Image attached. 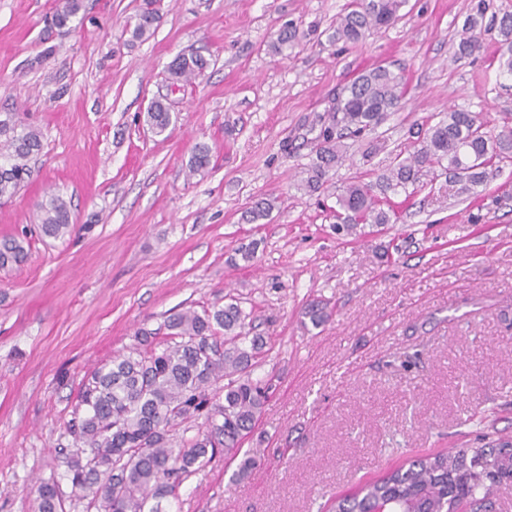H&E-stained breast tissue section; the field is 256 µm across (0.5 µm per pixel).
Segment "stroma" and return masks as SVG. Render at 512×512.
I'll use <instances>...</instances> for the list:
<instances>
[{
    "instance_id": "stroma-1",
    "label": "stroma",
    "mask_w": 512,
    "mask_h": 512,
    "mask_svg": "<svg viewBox=\"0 0 512 512\" xmlns=\"http://www.w3.org/2000/svg\"><path fill=\"white\" fill-rule=\"evenodd\" d=\"M348 2L164 0L134 41L140 0H84L82 24L49 38L53 0H0V112L43 134L28 185L0 199V239L29 252L0 270V512H34L42 481L64 512H97L60 459L85 379L137 348L139 330L159 348L169 314L232 299L267 340L251 377L273 393L238 456L200 468L166 512H326L404 462L512 436V162L478 197L443 174L382 231L331 229L337 187L413 150L431 115L463 108L491 130L512 119L497 33L453 62L476 0H406L359 44H329ZM289 23L299 44L275 51ZM181 53L210 65L174 95L163 138L144 114ZM378 63L404 75L402 108L347 139L324 191L297 192L321 117ZM372 141L382 149L364 158ZM200 143L211 160L193 174ZM50 194L70 205L62 239L38 229ZM261 199L269 218L247 223ZM252 242L247 262L238 249ZM318 301L331 316L316 327L305 309Z\"/></svg>"
}]
</instances>
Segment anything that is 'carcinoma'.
<instances>
[{
	"label": "carcinoma",
	"instance_id": "1",
	"mask_svg": "<svg viewBox=\"0 0 512 512\" xmlns=\"http://www.w3.org/2000/svg\"><path fill=\"white\" fill-rule=\"evenodd\" d=\"M404 0H350L336 20L330 40L357 44L375 29L392 24ZM82 0H54L50 27L73 28ZM484 11L479 9L462 26L453 59L461 61L480 48ZM160 18V9L141 0L129 27L138 40ZM501 36L498 69L512 76V12L491 19ZM200 54L178 55L169 64L168 86L181 90L208 67ZM408 94L404 76L385 65L359 73L344 95L323 116L315 137L314 158L297 190L313 195L329 182L330 172L345 160L344 139L357 138L398 111ZM145 122L158 136L172 124L166 104L153 102ZM419 147L394 161L374 182L352 181L336 194V233L355 235L362 225L381 226L396 220L392 197L416 188L437 170L448 173L457 194L478 195L499 171L512 162V126L493 133L480 114L450 108L435 123L417 131ZM42 149L38 130L22 125L15 112L0 113V197L17 194L31 177L29 160ZM211 149L195 147L189 171L210 164ZM43 235L61 238L70 232L67 202L51 195L37 205ZM273 204L260 201L246 212L245 220L259 224L268 219ZM27 251L15 238L0 241V269L26 261ZM248 315L237 302L197 312L185 309L170 315V341L160 351L118 355L94 369L78 400L82 415L72 419L70 432L83 449L64 457L72 486L91 497L103 512H162V502L176 497L179 486L219 451L237 450L245 433L260 416L270 386L255 383L251 368L264 355L262 336H249ZM224 399L209 388L220 380ZM203 419L202 430L171 447L172 432L182 424ZM512 476V438L492 446L437 453L392 469L336 501L334 512H371L379 501L391 512H452L460 502L484 504L494 490V480ZM35 512H62L56 485L38 486Z\"/></svg>",
	"mask_w": 512,
	"mask_h": 512
}]
</instances>
